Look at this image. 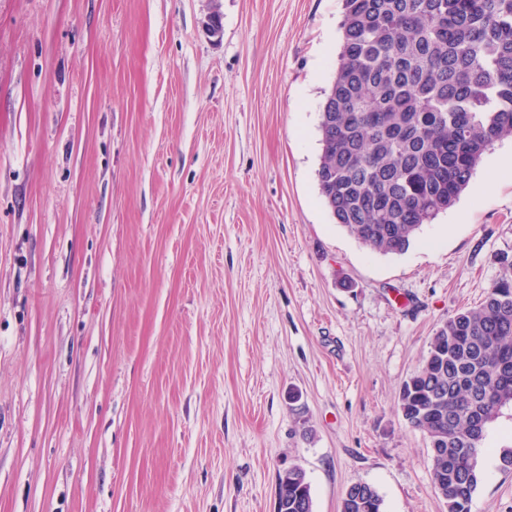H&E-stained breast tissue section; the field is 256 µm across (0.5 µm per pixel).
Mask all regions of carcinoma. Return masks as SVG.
<instances>
[{
	"label": "carcinoma",
	"mask_w": 512,
	"mask_h": 512,
	"mask_svg": "<svg viewBox=\"0 0 512 512\" xmlns=\"http://www.w3.org/2000/svg\"><path fill=\"white\" fill-rule=\"evenodd\" d=\"M338 65L320 111L319 193L362 246L402 254L451 208L495 142L512 137V0H343ZM474 309L448 318L403 384L447 512H469L486 428L512 403V258ZM277 512H313L288 468ZM341 512H383L349 487Z\"/></svg>",
	"instance_id": "1"
}]
</instances>
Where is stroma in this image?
Wrapping results in <instances>:
<instances>
[{
	"label": "stroma",
	"mask_w": 512,
	"mask_h": 512,
	"mask_svg": "<svg viewBox=\"0 0 512 512\" xmlns=\"http://www.w3.org/2000/svg\"><path fill=\"white\" fill-rule=\"evenodd\" d=\"M0 0V512H446L403 382L512 255L494 144L383 255L319 194L342 0ZM470 512H512V405ZM281 474L288 475V485L285 488L281 482ZM277 512H313L310 483L306 473L297 466L279 473ZM341 512H383V499L375 487L358 483L349 487L341 502Z\"/></svg>",
	"instance_id": "stroma-1"
}]
</instances>
